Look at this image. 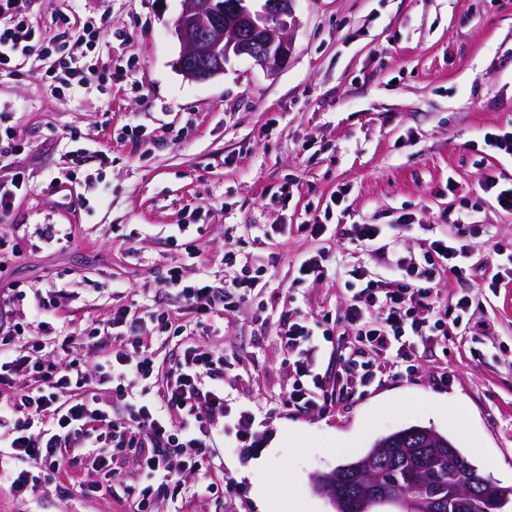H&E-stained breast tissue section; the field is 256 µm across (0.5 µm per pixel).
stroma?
Listing matches in <instances>:
<instances>
[{
	"instance_id": "35a3bbf8",
	"label": "stroma",
	"mask_w": 512,
	"mask_h": 512,
	"mask_svg": "<svg viewBox=\"0 0 512 512\" xmlns=\"http://www.w3.org/2000/svg\"><path fill=\"white\" fill-rule=\"evenodd\" d=\"M182 8L183 0H23L45 36L64 15L104 28L93 49L63 48L91 66L76 90L56 89L34 55L0 73V125L20 146L0 157V176L28 178L0 216V292L18 282L59 286L52 322L78 339L109 325L118 306L179 312L182 300L165 286L180 258L169 235L177 224L201 225L203 267L187 278L202 270L223 285L228 250L266 272L264 287L199 338L238 375L231 398L260 405L288 384L272 328L280 313L338 317L352 297L339 270L361 265L390 281L398 251L460 234L471 274L443 277L440 287L448 304L472 299L469 326L422 349L413 375L390 376L324 413L263 415L257 455L241 453L225 419L224 472L242 494L196 495L183 512H260L262 488L272 512L284 499L291 512H333L315 477L413 426L447 436L491 482L512 487V284L490 285L512 252V213L479 187L487 174L512 181V157L484 143L485 134L512 132V0H295L291 52L278 68L237 57L206 82L173 66ZM135 125L156 141L133 137ZM68 169L91 182L54 189L51 177ZM342 188L335 238L297 231ZM363 222L382 225L384 251L351 240L347 226ZM49 224L71 225L70 242L46 241ZM252 224L290 230L260 245ZM320 248L332 273L293 285L299 260ZM451 410L462 414L459 427L448 424ZM97 480L61 470L26 499L0 480V512H130ZM92 484L97 493L80 494Z\"/></svg>"
}]
</instances>
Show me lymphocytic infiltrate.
<instances>
[{
	"label": "lymphocytic infiltrate",
	"mask_w": 512,
	"mask_h": 512,
	"mask_svg": "<svg viewBox=\"0 0 512 512\" xmlns=\"http://www.w3.org/2000/svg\"><path fill=\"white\" fill-rule=\"evenodd\" d=\"M21 2L0 0V66L36 53L50 60L49 76L65 87L84 79L86 68L78 58H54L53 41L27 23ZM468 257L464 240L442 235L428 241L419 255L397 258L393 284L370 278L364 267L348 269V283L355 288L351 302L321 331L301 316L279 318L275 335L288 363V385L275 398V407L324 412L337 399L382 384L388 370L412 373L421 345L447 339L468 319L469 298L450 308L442 304L438 289L442 272L466 277ZM166 285L177 290L187 314L207 319L218 309L237 307L259 287L260 277L239 271L218 287L205 277L187 280L182 266L175 265ZM23 303L48 317L55 308L54 291L48 285L16 284L0 297V388L11 390L0 401L1 480L23 497L48 473L89 468L122 488L132 512H157L158 500L175 504L191 493L239 495L238 483L228 475L218 484L187 481L214 467L217 437L228 414L237 416L247 454L257 453L266 438L256 426V412L233 410L224 395L223 351L185 337L181 317L163 312L157 322L184 342L178 359L160 370L136 333L141 316L122 307L113 314L117 334L110 343L78 344L68 336L69 358L51 362L42 358L39 342H14L24 326L9 314ZM340 335L353 337L357 347L331 377L321 368L322 358ZM142 383L156 385L155 396H133ZM104 391L121 402L120 415L103 402ZM130 457L137 462L132 482L124 471Z\"/></svg>",
	"instance_id": "1"
}]
</instances>
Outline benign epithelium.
<instances>
[{"label":"benign epithelium","instance_id":"benign-epithelium-1","mask_svg":"<svg viewBox=\"0 0 512 512\" xmlns=\"http://www.w3.org/2000/svg\"><path fill=\"white\" fill-rule=\"evenodd\" d=\"M250 0H184L183 9L174 25L181 52L174 61L184 78L205 82L224 74L231 57L247 56L261 67H272L288 56L290 42L288 19L293 17L294 0H264L253 9ZM336 472L326 473L315 484V490L336 505L332 487ZM484 484L477 472L467 474L461 486L448 489V497L461 510L468 497L479 493ZM356 501L360 512H406L409 501L383 488L360 493Z\"/></svg>","mask_w":512,"mask_h":512}]
</instances>
